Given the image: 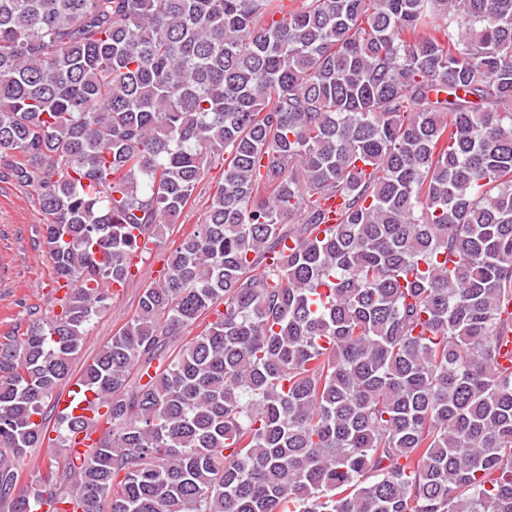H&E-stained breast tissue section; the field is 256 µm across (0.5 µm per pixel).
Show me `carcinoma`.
<instances>
[{
	"label": "carcinoma",
	"instance_id": "cac0c4a2",
	"mask_svg": "<svg viewBox=\"0 0 512 512\" xmlns=\"http://www.w3.org/2000/svg\"><path fill=\"white\" fill-rule=\"evenodd\" d=\"M283 7L0 0V180L67 285L0 341L8 512H512V0ZM218 159L79 376L105 432L16 491L85 429L47 438L45 406ZM219 167L220 164L218 167L215 166L200 182L195 191L197 199L194 206L186 208L178 218L176 230L169 237L166 244L155 247L152 253L146 256L145 262L141 263L144 266L145 273L135 282H132L128 288L120 289V292L110 301L108 309L99 316L87 336L83 349L74 360L75 373L73 378L79 376V369L82 364L92 358L96 351L106 344L113 334L134 315L142 288L149 286L161 275L171 242L178 239L183 229L189 230L194 224H199L202 221L208 197L214 191L215 183L223 170H220ZM178 227H183L179 233H177ZM68 456L66 448H56L48 450L44 445L42 448H32L27 454L25 469L21 476V485L19 490H26L29 487L30 469H34L42 475H46L50 470L55 471Z\"/></svg>",
	"mask_w": 512,
	"mask_h": 512
}]
</instances>
